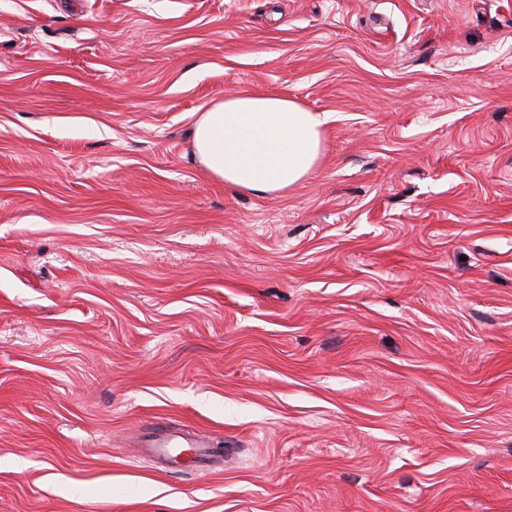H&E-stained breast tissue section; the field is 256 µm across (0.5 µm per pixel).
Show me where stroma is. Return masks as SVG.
I'll return each mask as SVG.
<instances>
[{
  "label": "stroma",
  "instance_id": "stroma-1",
  "mask_svg": "<svg viewBox=\"0 0 512 512\" xmlns=\"http://www.w3.org/2000/svg\"><path fill=\"white\" fill-rule=\"evenodd\" d=\"M237 90L329 116L287 196ZM0 512H512V0H0ZM326 114L283 95L224 96L197 118L193 154L205 174L231 189L285 196L317 164ZM178 436L168 433L163 427H156L151 436L144 440L142 448L147 455L162 456L168 451V448L180 447L173 443Z\"/></svg>",
  "mask_w": 512,
  "mask_h": 512
}]
</instances>
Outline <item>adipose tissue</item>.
Returning a JSON list of instances; mask_svg holds the SVG:
<instances>
[{"label":"adipose tissue","instance_id":"1","mask_svg":"<svg viewBox=\"0 0 512 512\" xmlns=\"http://www.w3.org/2000/svg\"><path fill=\"white\" fill-rule=\"evenodd\" d=\"M326 122V115L283 95L234 92L197 118L193 154L226 187L280 197L317 164Z\"/></svg>","mask_w":512,"mask_h":512}]
</instances>
